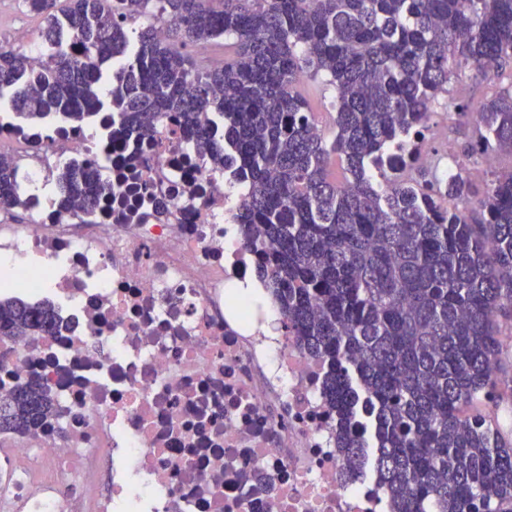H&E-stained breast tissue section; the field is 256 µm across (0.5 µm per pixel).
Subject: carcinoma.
Returning <instances> with one entry per match:
<instances>
[{
    "label": "carcinoma",
    "instance_id": "carcinoma-1",
    "mask_svg": "<svg viewBox=\"0 0 512 512\" xmlns=\"http://www.w3.org/2000/svg\"><path fill=\"white\" fill-rule=\"evenodd\" d=\"M43 42L67 25L80 52L39 68L0 47V106L25 119L85 123L120 112L123 143L183 114L215 161L230 151L251 194L240 233L260 256L258 279L283 327L324 368L344 469L361 477L366 448L389 512H512V434L488 410L507 396L500 323L512 321V170L482 187L460 172L394 152L422 137L448 83L470 69L499 84L456 103L472 134L454 143L512 151V0H25ZM169 18L164 37L148 23ZM224 41V64L187 48ZM123 58L106 103L100 88ZM301 73L333 88L331 135L297 93ZM224 127V142L205 127ZM90 218L109 191L69 173ZM21 209L0 163V200ZM50 303L0 302V336H49ZM40 378L0 396V433L32 434L53 414Z\"/></svg>",
    "mask_w": 512,
    "mask_h": 512
}]
</instances>
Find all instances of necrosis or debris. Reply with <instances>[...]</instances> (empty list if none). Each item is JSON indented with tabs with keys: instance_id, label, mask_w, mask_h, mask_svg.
I'll use <instances>...</instances> for the list:
<instances>
[{
	"instance_id": "1",
	"label": "necrosis or debris",
	"mask_w": 512,
	"mask_h": 512,
	"mask_svg": "<svg viewBox=\"0 0 512 512\" xmlns=\"http://www.w3.org/2000/svg\"><path fill=\"white\" fill-rule=\"evenodd\" d=\"M62 116L0 121L17 189L95 166L112 199L28 196L0 225V300L51 299L49 337L0 336V395L41 376L49 424L0 438V512H383L344 482L316 358L266 334L278 309H235L256 254L234 232L243 195L179 114L110 142Z\"/></svg>"
}]
</instances>
